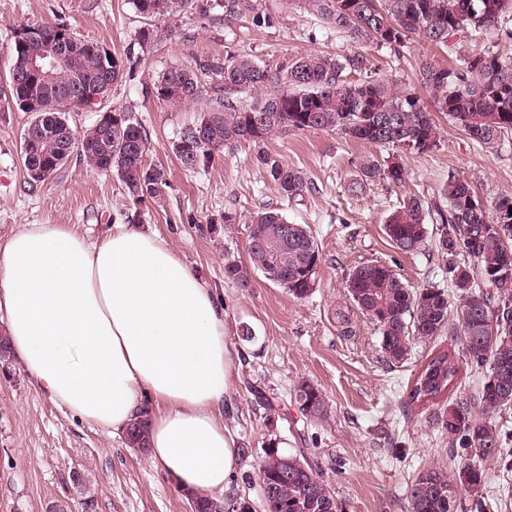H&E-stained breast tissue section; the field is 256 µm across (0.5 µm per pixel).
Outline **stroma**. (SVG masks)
<instances>
[{
    "label": "stroma",
    "instance_id": "stroma-1",
    "mask_svg": "<svg viewBox=\"0 0 512 512\" xmlns=\"http://www.w3.org/2000/svg\"><path fill=\"white\" fill-rule=\"evenodd\" d=\"M200 3L172 19V40L144 52L137 44L143 21L129 0H0V90L7 87L9 48L23 25L60 24L113 52L140 54L133 78L115 84L102 107L134 111L149 137L146 160L163 165L169 182L162 199L137 205L115 174L91 171L73 156L54 179L30 183L21 134L32 115L0 112V239L22 224H67L94 240L110 225L134 224L157 233L215 288L233 356L224 425L240 455L224 502L245 501L250 512H265L256 472L265 449L276 448L315 464L341 512H407L412 481L448 467L451 455L432 411L408 404L407 384L432 349L450 341L415 345L409 360L393 365L364 316L352 313L346 326L336 311L348 303L349 272L367 261L392 266L417 288L443 285L435 256L401 253L383 224L404 198L437 197L452 172L469 180L482 200L512 198V141L478 146L439 112L440 141L426 152L334 132L279 135L268 151L315 185L296 202L280 194L247 142L225 146L205 167L184 170L172 143L198 114L154 97L153 83L168 67L220 63L230 52L273 67L310 53L338 59L359 53L369 60L368 76L416 92L419 59L449 61L448 53L418 39L399 56L353 42L286 0H251L254 12L272 19L262 28L245 18L225 21L218 0ZM395 154L407 171L402 184H361L363 160ZM262 209L311 227L323 262L309 297L293 298L258 273L246 288L225 279L226 261L249 262L246 227L225 228V212L245 217ZM302 380L322 389L324 418H307L292 398ZM88 497V512H190L184 490L145 453L128 447L124 434L80 420L50 401L14 355L0 359V512H87Z\"/></svg>",
    "mask_w": 512,
    "mask_h": 512
}]
</instances>
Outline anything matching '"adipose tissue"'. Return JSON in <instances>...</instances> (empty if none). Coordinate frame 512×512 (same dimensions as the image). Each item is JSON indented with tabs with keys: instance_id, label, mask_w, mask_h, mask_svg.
<instances>
[{
	"instance_id": "ef3b65f1",
	"label": "adipose tissue",
	"mask_w": 512,
	"mask_h": 512,
	"mask_svg": "<svg viewBox=\"0 0 512 512\" xmlns=\"http://www.w3.org/2000/svg\"><path fill=\"white\" fill-rule=\"evenodd\" d=\"M0 315L52 402L116 433L146 413L150 461L185 491L223 494L239 465L224 309L157 234L21 225L0 243Z\"/></svg>"
}]
</instances>
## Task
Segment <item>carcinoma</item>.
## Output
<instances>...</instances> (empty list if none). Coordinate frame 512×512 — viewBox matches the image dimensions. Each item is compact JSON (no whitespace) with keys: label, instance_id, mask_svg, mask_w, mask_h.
<instances>
[{"label":"carcinoma","instance_id":"carcinoma-1","mask_svg":"<svg viewBox=\"0 0 512 512\" xmlns=\"http://www.w3.org/2000/svg\"><path fill=\"white\" fill-rule=\"evenodd\" d=\"M307 5L321 22L344 32L356 42L407 47L411 36L430 46L452 49V40L473 35L505 36L512 29L501 23L512 18V0H297ZM144 20L138 35L145 51L175 35L167 20L198 6V0H131ZM249 0H224V20L246 15ZM62 25L39 26L37 38L9 49V90L14 104L33 99L41 112L25 128L21 156L27 173H42L35 183L54 178L70 155L64 150L84 137L78 157L96 172L114 173L136 203L159 198L167 186L166 171L146 163L149 138L145 128L124 109L118 127L96 123L78 131L68 120L75 82L103 88L105 99L112 87L135 74L132 57L108 52L104 43L74 37L65 50L68 68L57 70L47 81L31 80L22 73L24 60L58 40ZM367 69L361 54L344 60L307 54L272 68L245 54L230 53L224 63L206 61L196 69L171 66L156 77L153 93L173 107H197L196 123L172 143V153L185 170L205 167L224 150L241 141L251 143L257 162L264 167L281 194L294 200L309 191L306 175L264 150L265 141L292 131L337 132L366 143L425 152L437 146L439 131L431 111L448 116L482 146H493L512 136V61L490 50L456 56L451 67L421 61L418 83L430 104L415 92L402 90L384 79L346 81L344 72ZM362 177L398 185L406 171L398 158L368 159ZM471 183L449 174L440 196L431 200L406 198L383 226L395 248L415 254L431 246L452 292L428 285L410 286L391 266L363 262L347 280L351 305L372 322L380 347L392 364L408 360L417 343H431L447 335L461 345V354L443 349L426 357L408 384L407 399L418 406H438L437 425L457 449L460 463L451 471L430 469L418 475L408 492V512H487L482 488L488 472L481 463L512 456V435L496 419L512 411V273L500 275L506 247H512V224L501 235L492 227L501 198L475 210ZM288 219L276 210L249 216L248 243L263 241L267 249L247 248L254 270L295 298L313 293L310 280L318 277L322 254L311 229L295 224V236L284 240L276 228ZM224 277L246 288L247 268L235 261L224 265ZM458 301L450 317V296ZM484 375L474 394L450 396L457 380L459 361ZM509 388V396L503 389ZM293 398L307 417L327 413L322 390L310 380L293 388ZM129 447L146 448L147 419L132 422L125 433ZM288 466V476L281 468ZM259 486L269 512H338L328 484L303 456L272 449L259 469ZM192 512H225L224 502L194 494Z\"/></svg>","mask_w":512,"mask_h":512}]
</instances>
